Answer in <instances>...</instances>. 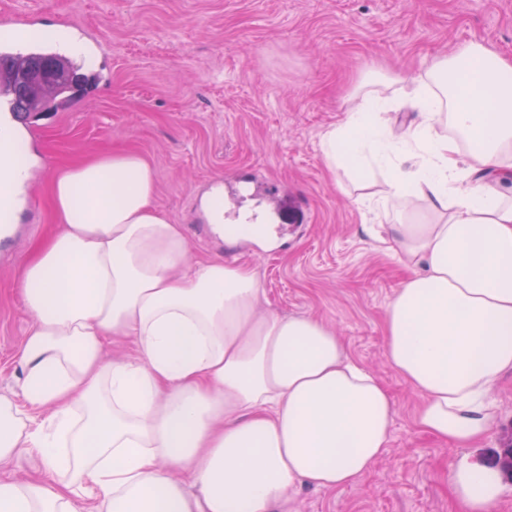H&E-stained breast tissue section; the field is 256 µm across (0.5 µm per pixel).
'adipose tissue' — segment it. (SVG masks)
I'll return each mask as SVG.
<instances>
[{
    "instance_id": "adipose-tissue-1",
    "label": "adipose tissue",
    "mask_w": 512,
    "mask_h": 512,
    "mask_svg": "<svg viewBox=\"0 0 512 512\" xmlns=\"http://www.w3.org/2000/svg\"><path fill=\"white\" fill-rule=\"evenodd\" d=\"M412 103L392 137L389 101L366 92L320 146L332 170L386 166L394 196L445 218L392 227L409 275L385 356L421 397L416 426L454 450L490 431L512 372V58L464 43L433 58ZM444 118L467 153L438 134ZM156 194L130 152L50 176L56 228L19 270L33 322L0 394V463L25 449L41 468L0 481V512H288L300 485H353L389 446L394 400L340 336L261 311L250 268L190 259ZM116 339L136 356L105 360ZM448 487L457 512L497 506L495 474L466 460H450Z\"/></svg>"
}]
</instances>
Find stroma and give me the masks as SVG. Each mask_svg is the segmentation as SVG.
<instances>
[{
  "label": "stroma",
  "instance_id": "35a3bbf8",
  "mask_svg": "<svg viewBox=\"0 0 512 512\" xmlns=\"http://www.w3.org/2000/svg\"><path fill=\"white\" fill-rule=\"evenodd\" d=\"M27 15L39 17L45 37L80 34L112 85L21 126L18 151L33 167L27 213L0 238V393L20 374L32 318L17 273L55 222L51 173L133 151L151 163L156 204L184 226L191 258L251 267L263 310L334 328L395 402L389 446L371 472L342 489L299 488L292 512H455L449 459L484 466L512 440V374L477 445L452 455L415 426L420 398L385 357V313L405 272L375 235L434 217L422 201L388 197L386 170L366 183L330 174L319 143L372 72L381 74L374 91L393 103L387 128L398 136L417 118L410 92L434 56L467 41L512 54V0H0V21ZM216 188L226 220L250 211L272 225L271 248L212 232L200 205Z\"/></svg>",
  "mask_w": 512,
  "mask_h": 512
}]
</instances>
